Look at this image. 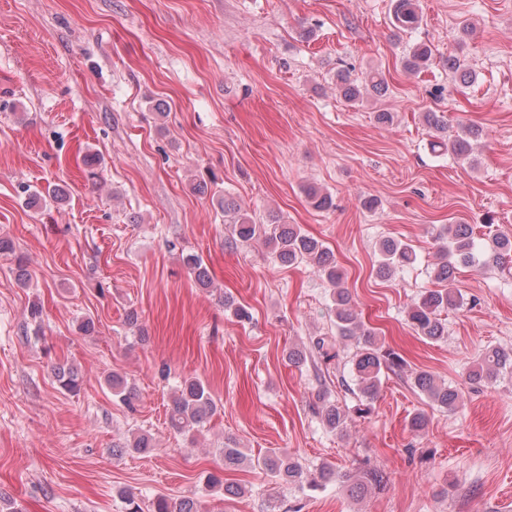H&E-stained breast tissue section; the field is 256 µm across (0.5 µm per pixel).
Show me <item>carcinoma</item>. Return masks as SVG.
<instances>
[{
    "instance_id": "1",
    "label": "carcinoma",
    "mask_w": 512,
    "mask_h": 512,
    "mask_svg": "<svg viewBox=\"0 0 512 512\" xmlns=\"http://www.w3.org/2000/svg\"><path fill=\"white\" fill-rule=\"evenodd\" d=\"M394 26L405 33H413L422 24V15L416 0H395L393 9ZM434 46L427 41H418L409 47L402 58L401 67L410 75L425 68L433 57ZM448 72L463 81L474 80L475 73L461 57L448 55ZM388 90V81L383 72L372 69L364 80H353L349 71L336 73V92L348 103L356 104L364 95H379ZM423 119L434 132L431 147L451 154L461 162H470L473 153L472 142L482 137V130L474 125H462L458 130L448 134V125L436 112H426ZM304 193L311 206L325 211L332 206L330 195L318 188L308 185ZM224 210V221L233 225L234 240L241 243L263 241L271 249L276 261L285 266L300 262L315 265L322 273L330 287L336 335L321 334L312 341L311 352L322 358L336 356V338L353 341L356 352L351 359V382L347 389L358 393L359 403L352 409H343L331 399L328 391L317 395L320 402L318 414L321 421L331 432L343 433L348 421L354 417L365 418L371 413L372 402L377 397L381 378L386 372L401 370L405 366L402 356L394 349L382 343L376 333L359 317L348 289L343 287V274L333 261L331 251L316 238L304 234L295 224H282L272 216L261 224L252 220L248 214L241 212L238 205L228 199L220 202ZM439 262L434 267V278L445 284L441 289H427L407 311V321L412 329L423 339L437 342L448 335L446 321L441 313L449 308L457 309L464 305L460 291L452 287L455 272L460 267L479 268L490 264L501 265L512 259V238L494 235L486 240L477 236L474 228L457 224L440 229L433 236ZM416 253L411 245L387 238L379 245L376 272L381 278H390L414 263ZM184 268L192 275L197 284L207 288L211 284L208 268L196 253L181 254ZM512 374V350L499 347L486 349L477 362L467 372V379L472 383L493 384L506 373ZM55 380L66 392L76 393L81 390L83 377L74 369L59 366L55 369ZM413 386L429 400L431 405L444 411L456 409L460 401L457 387L439 382L429 372L416 371L412 376ZM112 396L125 405H131L134 398L133 388L126 379L114 373L107 379ZM217 412V404L205 384L196 377L183 380L175 391L168 407L171 428L191 439L203 431L207 420ZM155 448L151 435L140 433L132 436L121 448L112 449V454L121 456L126 453L148 454ZM224 457V469L235 470L246 460L238 444L229 439L220 449ZM256 466L265 471L276 481L294 487L300 491L324 490L330 485L344 483L353 494H362L369 488H382L386 484V475L375 468H360L354 472H341L332 465L322 463L313 468L303 466L295 457L280 448H274L260 460ZM206 487L213 493L242 496L246 488L234 483H226L218 475L207 479ZM152 512H199L197 502L191 498L173 500L166 495H158L152 502Z\"/></svg>"
}]
</instances>
